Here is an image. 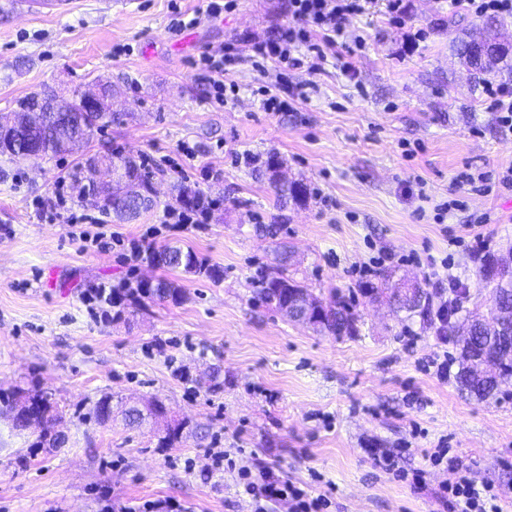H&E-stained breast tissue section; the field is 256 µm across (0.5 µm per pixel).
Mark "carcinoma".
Here are the masks:
<instances>
[{"label":"carcinoma","mask_w":512,"mask_h":512,"mask_svg":"<svg viewBox=\"0 0 512 512\" xmlns=\"http://www.w3.org/2000/svg\"><path fill=\"white\" fill-rule=\"evenodd\" d=\"M455 56L470 71L491 75L509 67L512 62V48L488 35L483 38L468 37L457 42ZM69 108L76 114L79 122L71 123L61 119L53 98L31 94L19 103L18 110L14 112L17 123L10 127L0 125V154L22 161L32 155L55 158L70 153V143L83 136L89 142L96 133L119 120L118 114L109 111V104L105 99L99 102L97 108L88 110L76 98L70 101ZM96 159L117 171H127L129 180H118L105 190L99 188L86 176L91 162ZM266 167L271 172L278 200L298 203L307 198V187L304 183L295 180L286 185L280 182L278 173L281 162L276 156L268 158ZM71 179L73 188L81 198H96V204L102 211L120 221L136 217L152 203L150 174L141 165V160L131 152L112 151L97 158L90 156L77 166ZM172 200L183 209H199L208 214L214 210V200L184 183L174 186ZM148 260L157 267L179 269L187 274L214 281L224 276V271L208 264L196 252L177 246L154 248L148 253ZM479 275L493 283L488 315L481 321L477 320L479 313L465 307L468 294L462 293L457 312L464 311L468 314L470 331L466 335L462 334L460 326L450 321L448 341L459 350L457 384L469 396L484 401L495 397L500 386L497 381L481 377L484 366L492 364L496 366L500 377H512V247L499 254L487 255L482 260ZM254 283V300L277 310L287 304L297 314L303 310L305 298L310 296L308 288L288 274V267L284 264L260 270ZM127 297L135 302L150 300L180 304L184 300V292L176 282L161 279L153 291L139 286L129 289ZM387 298L395 311L409 314L418 312L425 317L432 314L435 302L434 293L420 284L404 297L398 296L392 290ZM326 307L327 311L312 322L315 331L333 336L355 334L356 317L342 297L333 295ZM23 400L31 401L32 407L43 421L39 443L54 445L57 434L53 433V428L59 416L48 391L40 388L33 394L27 391L0 395V414L10 416L16 412L18 404ZM165 414L166 408L161 403L154 402L147 415L140 408L131 406L125 410L124 416L128 424L139 427L147 419H156ZM186 427L187 422L184 420L166 422L164 428L157 433L158 447L168 448L173 445L182 437Z\"/></svg>","instance_id":"carcinoma-1"}]
</instances>
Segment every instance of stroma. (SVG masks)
I'll return each mask as SVG.
<instances>
[{
  "mask_svg": "<svg viewBox=\"0 0 512 512\" xmlns=\"http://www.w3.org/2000/svg\"><path fill=\"white\" fill-rule=\"evenodd\" d=\"M68 2L54 13L36 0H0V113L34 92L72 99L94 82L111 87L121 120L89 148L154 155L156 204L113 222L121 240L110 251L85 250L69 225L39 221L32 206L69 183L79 154L48 162L0 155V393L42 383L65 438L61 447L41 446L33 430L0 419V512H140L163 500L180 512H253L231 478L212 470V448L243 449L253 469L319 490L334 484L332 512H440L434 493L447 475L424 458L440 442L503 488L500 507L512 512V380L486 401L462 394L455 378L425 368L443 354L457 360L455 346L441 345L425 318L360 293L403 279L434 288L444 272L402 264L362 282L350 274L376 248L449 254L469 289L468 309L488 311L492 286L478 274L479 254L449 248L448 237L485 214L492 252L511 247L512 192L472 197L440 224L433 211L460 173L512 165V136L500 133L482 83L453 54L480 17L448 0H403L396 24L386 0H376L346 25L347 41L366 42L352 79L332 53L316 73L273 61L253 67L249 40L281 33L288 0H236L218 18L204 0ZM176 4L195 25L172 29ZM452 18L459 27L449 26ZM234 38L245 59L229 75L239 93L222 107L192 62L223 53ZM282 79L305 84L307 100L265 112L264 91ZM184 142L194 158L180 154ZM243 152L260 164H233ZM273 154L288 179L306 184L305 202L275 206L264 166ZM176 164L218 201L195 228L163 221ZM269 225L276 236L265 235ZM149 230L155 247L192 249L223 278L177 270L169 275L184 291L180 304L126 299L88 310L82 296L100 281L133 288L164 274L148 260L123 259L125 242ZM281 242L290 272L314 296L341 292L356 335L321 334L254 301L252 279L278 265ZM184 369L191 379L179 378ZM204 370L218 371V387L195 383ZM106 396L112 421L101 425L93 408ZM153 400L189 423L171 447H158L150 425L124 421V408ZM373 448L398 452L404 468H427L425 489L376 468Z\"/></svg>",
  "mask_w": 512,
  "mask_h": 512,
  "instance_id": "obj_1",
  "label": "stroma"
}]
</instances>
